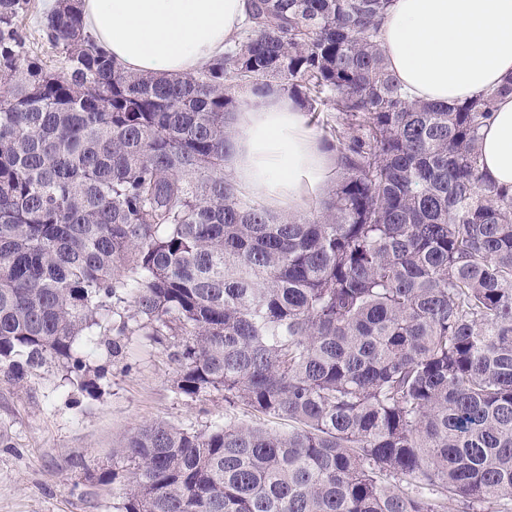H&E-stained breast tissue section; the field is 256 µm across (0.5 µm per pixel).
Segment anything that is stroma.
Wrapping results in <instances>:
<instances>
[{"instance_id": "obj_1", "label": "stroma", "mask_w": 512, "mask_h": 512, "mask_svg": "<svg viewBox=\"0 0 512 512\" xmlns=\"http://www.w3.org/2000/svg\"><path fill=\"white\" fill-rule=\"evenodd\" d=\"M45 0H29L19 27L30 55L49 67L58 56L43 31ZM111 322L95 330L91 366L103 370L96 393L81 391L59 365L50 363L23 381L0 380V512H116L124 482L104 483L107 471L124 472L119 454L138 428L165 421L201 430L224 421V399L180 395L174 381L176 339L158 344L137 328L113 354Z\"/></svg>"}]
</instances>
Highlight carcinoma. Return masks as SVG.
Segmentation results:
<instances>
[{
    "mask_svg": "<svg viewBox=\"0 0 512 512\" xmlns=\"http://www.w3.org/2000/svg\"><path fill=\"white\" fill-rule=\"evenodd\" d=\"M82 0L27 55L0 0V377H90L93 328H150L224 424L140 428L122 512H489L512 501V193L481 169L492 94L411 100L376 23L392 0H249L194 73L124 70ZM291 96L340 163L274 215L224 176L237 93ZM336 113L329 120L324 113ZM246 409L286 432L239 426Z\"/></svg>",
    "mask_w": 512,
    "mask_h": 512,
    "instance_id": "obj_1",
    "label": "carcinoma"
}]
</instances>
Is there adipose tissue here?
<instances>
[{"label":"adipose tissue","mask_w":512,"mask_h":512,"mask_svg":"<svg viewBox=\"0 0 512 512\" xmlns=\"http://www.w3.org/2000/svg\"><path fill=\"white\" fill-rule=\"evenodd\" d=\"M87 33L126 70L180 76L222 56L248 0H82ZM388 67L412 97L449 106L512 75V0H393L378 26ZM224 172L274 211L322 196L337 168L288 95L248 96ZM482 170L512 189V97L481 131Z\"/></svg>","instance_id":"1"}]
</instances>
